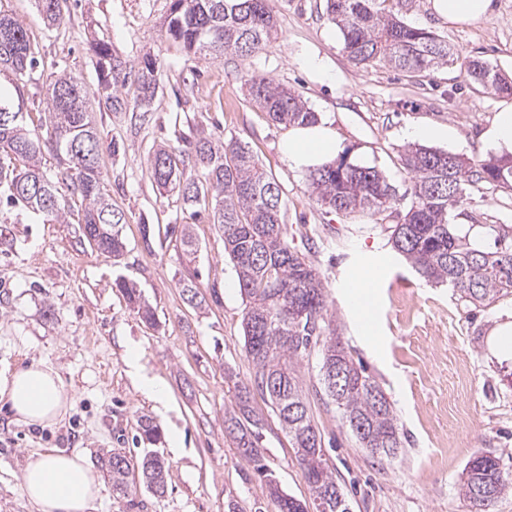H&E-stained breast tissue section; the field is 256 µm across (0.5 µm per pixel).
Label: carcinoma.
I'll list each match as a JSON object with an SVG mask.
<instances>
[{
    "mask_svg": "<svg viewBox=\"0 0 512 512\" xmlns=\"http://www.w3.org/2000/svg\"><path fill=\"white\" fill-rule=\"evenodd\" d=\"M386 0H327V12L340 28L343 50L356 65H387L406 72H425L443 65L458 66L475 84L497 94L512 95V77L487 61L463 59L433 31L409 25L385 12ZM68 0H37L45 23L64 19ZM166 35L195 54L251 56L276 40L269 0H171ZM99 71L98 93L107 108L129 112L134 122L148 116L158 91L157 59L147 57L137 70V94L123 98L126 67L104 41L90 43ZM26 29L0 16V73L15 77L13 91L0 93V188L6 201L21 204L50 224L65 222L60 184L86 201L82 237L102 253L123 255L122 211L112 207L99 168L101 143L86 106L80 79L62 73L47 88L48 122L42 130L26 126L22 112L25 78L34 69ZM251 98L268 118L280 125H308L318 121L301 99L262 75L244 79ZM65 165L59 177L43 170L44 152ZM403 164L411 175L406 196L410 203L392 225L393 248L424 280L446 285L475 307H485L512 292V228L505 224L452 223L467 204L466 186L483 185L512 195V161L490 157L472 164L447 151L413 146ZM154 182L175 185L185 203L194 206L212 194L213 223L224 235V250L236 269L246 299L242 326L246 353L254 367L253 387L265 394L288 435L296 459L320 512H349V505L327 463L322 436L310 413L299 382V367L321 345L322 380L336 371V390L327 395L341 409L342 419L359 443L382 458L398 453L401 439L397 418L381 387L366 368L336 341L327 320L328 305L320 273L288 242L284 223L286 200L278 183L259 164L247 146L199 136L189 145H169L154 151L150 160ZM454 176L460 195L448 202V176ZM311 185L325 207L344 214L382 213L396 204L397 190L378 169L351 162L342 155L310 172ZM493 238V247L481 244ZM141 317L155 320L135 284L114 282ZM238 414L225 419L242 456L253 462L277 503L278 512H307L305 502L284 493L261 464V419L249 405L250 388H238ZM139 442L152 445L159 428L140 420ZM112 488L125 492L139 480L153 494L166 491L163 459L147 453L134 467L123 452L107 461ZM512 478L500 458H472L465 467L460 493L475 502L484 488L493 499L504 494Z\"/></svg>",
    "mask_w": 512,
    "mask_h": 512,
    "instance_id": "1",
    "label": "carcinoma"
}]
</instances>
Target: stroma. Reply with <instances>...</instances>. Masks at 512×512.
Instances as JSON below:
<instances>
[{
    "label": "stroma",
    "instance_id": "stroma-1",
    "mask_svg": "<svg viewBox=\"0 0 512 512\" xmlns=\"http://www.w3.org/2000/svg\"><path fill=\"white\" fill-rule=\"evenodd\" d=\"M269 6L278 31L271 47L248 57H204L166 38L170 0H69L55 26L44 24L35 0H0V14L24 26L38 61L24 87L29 127L46 121L52 76L80 77L104 144L100 165L112 204L126 218V250L114 258L83 239L78 220L85 203L73 191L65 193L63 224L0 203V371L45 363L70 395L65 415L48 425L21 423L0 402V512H37L21 487L34 451H78L96 465L120 451L139 462L145 449L135 437L143 418L160 429L155 448L168 467L166 491L158 497L139 485L123 495L107 481L97 512H278L224 428L237 386L250 384L254 373L241 326L245 303L224 238L178 190L158 189L149 168L158 145L203 132L248 146L280 185L289 238L320 272L342 341L396 414L403 447L388 461L361 448L343 422L320 380L319 354L302 361L300 382L350 512H471L459 484L480 453L499 457L512 474V358L493 356L488 346L495 326L512 323V293L476 307L421 279L389 242L405 201L359 216L322 206L308 170L289 165L282 152L287 127L273 124L251 100L244 78L262 75L295 91L336 131L350 161L376 167L401 190L409 184L401 162L407 127L449 128L453 141H433V148L472 162L487 159L496 150L482 135L498 95L456 67L412 76L354 65L326 0H270ZM400 15L445 38L461 57L512 76V0H494L484 21L458 28L438 18L428 0H405ZM94 37L130 68L156 57L158 94L140 129H131L129 113L100 104L88 46ZM313 57L324 71L309 66ZM113 142L119 152L110 151ZM457 221L512 226V198L470 188ZM185 224L196 239L191 253L179 241ZM119 276L136 283L154 322L144 321L114 287ZM364 278L374 299L367 329L346 296ZM187 279L197 283L203 304L189 302ZM143 375L165 383L167 404L141 391ZM252 405L264 419L259 446L268 469L285 492L310 501L276 412L258 392ZM174 431L176 448L169 443Z\"/></svg>",
    "mask_w": 512,
    "mask_h": 512
}]
</instances>
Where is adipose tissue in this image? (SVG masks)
Segmentation results:
<instances>
[{"instance_id": "1", "label": "adipose tissue", "mask_w": 512, "mask_h": 512, "mask_svg": "<svg viewBox=\"0 0 512 512\" xmlns=\"http://www.w3.org/2000/svg\"><path fill=\"white\" fill-rule=\"evenodd\" d=\"M432 10L449 25H468L487 18L493 0H429ZM340 142L324 123L289 130L284 155L298 168L313 169L335 159ZM0 401L9 404L17 420L48 424L65 414L68 395L56 372L32 364L0 374ZM22 484L39 512H94L103 482L80 453L50 450L32 453L22 471Z\"/></svg>"}]
</instances>
